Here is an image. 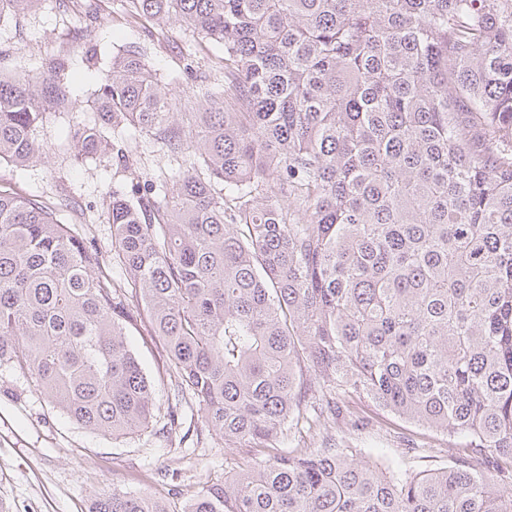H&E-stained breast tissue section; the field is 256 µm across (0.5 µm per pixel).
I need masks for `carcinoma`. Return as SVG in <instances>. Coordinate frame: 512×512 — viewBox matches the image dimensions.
I'll return each mask as SVG.
<instances>
[{
    "label": "carcinoma",
    "instance_id": "carcinoma-1",
    "mask_svg": "<svg viewBox=\"0 0 512 512\" xmlns=\"http://www.w3.org/2000/svg\"><path fill=\"white\" fill-rule=\"evenodd\" d=\"M40 3L0 0V23ZM118 7L222 47L224 85L180 112L120 46L95 118L70 130L81 162L126 168L141 138L185 157L112 191L127 288L70 204L0 185V366L90 431H144L154 383L127 343L142 326L227 445L276 440L307 397L334 420L350 394L459 439L455 465L414 475L297 448L181 512H512V0ZM64 68L0 72V165L47 159L35 131L72 103ZM90 512L175 510L114 489Z\"/></svg>",
    "mask_w": 512,
    "mask_h": 512
}]
</instances>
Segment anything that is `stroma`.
Returning a JSON list of instances; mask_svg holds the SVG:
<instances>
[{
  "instance_id": "35a3bbf8",
  "label": "stroma",
  "mask_w": 512,
  "mask_h": 512,
  "mask_svg": "<svg viewBox=\"0 0 512 512\" xmlns=\"http://www.w3.org/2000/svg\"><path fill=\"white\" fill-rule=\"evenodd\" d=\"M165 35L146 45L143 28L130 24L113 0H42L35 11L0 24V69L40 74L57 59L68 67L73 110L47 116L36 130L48 158L25 168L0 166V185L24 195L77 201L75 230L101 252L112 278L125 272L112 253L108 203L114 182L111 156L79 163L66 139L73 125L87 122L86 101L110 66L117 45H143L148 62L173 76L176 97L193 98L202 111L203 90L219 91L224 72L215 62L223 51L196 34L170 23ZM96 58H89V49ZM144 371L155 378L154 418L149 429L115 439L72 423L37 391L30 373L0 367V502L9 512H88L101 493L118 489L151 494L180 503L205 482L223 481L257 460L296 448H318L323 440L341 448H362L382 463L410 472L453 465L456 454L446 434L419 427L386 413L367 399L352 397L345 405L360 419L340 417L314 429L298 425L284 430L263 448L225 445L218 432L204 427L195 401L176 404L171 380L162 379L160 348L146 332L127 338ZM179 405L181 425L169 430L168 411Z\"/></svg>"
}]
</instances>
